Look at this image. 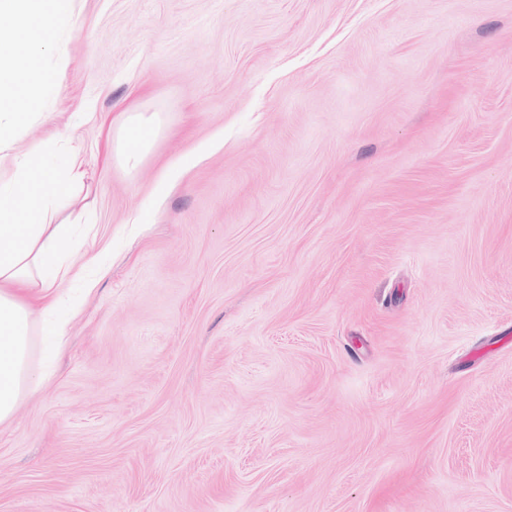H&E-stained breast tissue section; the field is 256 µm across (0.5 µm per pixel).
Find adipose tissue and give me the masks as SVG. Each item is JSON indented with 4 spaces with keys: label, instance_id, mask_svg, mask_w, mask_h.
<instances>
[{
    "label": "adipose tissue",
    "instance_id": "obj_1",
    "mask_svg": "<svg viewBox=\"0 0 512 512\" xmlns=\"http://www.w3.org/2000/svg\"><path fill=\"white\" fill-rule=\"evenodd\" d=\"M80 2L0 0V14L14 20L0 30V423L44 382L66 337L59 281L71 236L68 225L50 217L58 198L83 186L86 171L75 152L55 164L50 143L20 158L11 146L59 83L46 48L57 40L56 21L73 16ZM116 122V155L136 167L161 123L134 109Z\"/></svg>",
    "mask_w": 512,
    "mask_h": 512
}]
</instances>
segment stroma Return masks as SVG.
Wrapping results in <instances>:
<instances>
[{
	"label": "stroma",
	"instance_id": "obj_1",
	"mask_svg": "<svg viewBox=\"0 0 512 512\" xmlns=\"http://www.w3.org/2000/svg\"><path fill=\"white\" fill-rule=\"evenodd\" d=\"M13 139L83 289L0 512H512V0H82ZM163 129L135 169L130 107ZM144 113L132 108L129 112H121L115 120L118 124L116 155L129 168L139 164L152 140L161 131L156 113L150 116Z\"/></svg>",
	"mask_w": 512,
	"mask_h": 512
}]
</instances>
